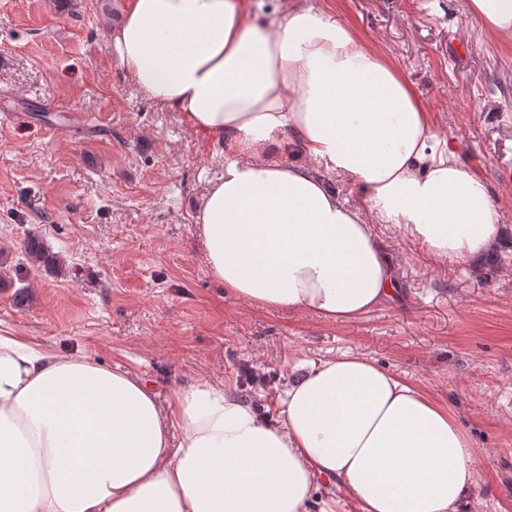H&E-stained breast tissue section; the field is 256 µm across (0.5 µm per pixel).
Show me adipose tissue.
<instances>
[{
	"label": "adipose tissue",
	"mask_w": 512,
	"mask_h": 512,
	"mask_svg": "<svg viewBox=\"0 0 512 512\" xmlns=\"http://www.w3.org/2000/svg\"><path fill=\"white\" fill-rule=\"evenodd\" d=\"M110 44L221 146L196 222L233 295L353 321L395 295L377 225L457 266L496 248L487 184L396 65L310 0L262 19L247 0H130ZM295 145L305 163L274 159ZM323 475L361 512H459L478 471L448 409L357 353L306 363L269 419L226 385L165 404L135 374L0 332V512H306Z\"/></svg>",
	"instance_id": "ef3b65f1"
}]
</instances>
